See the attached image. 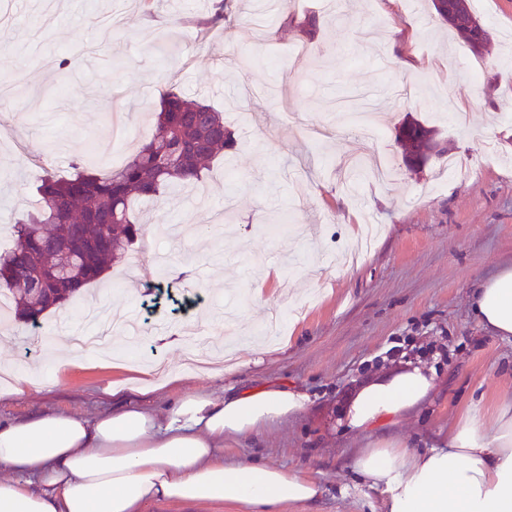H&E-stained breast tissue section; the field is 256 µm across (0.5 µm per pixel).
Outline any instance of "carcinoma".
Masks as SVG:
<instances>
[{
    "instance_id": "carcinoma-1",
    "label": "carcinoma",
    "mask_w": 512,
    "mask_h": 512,
    "mask_svg": "<svg viewBox=\"0 0 512 512\" xmlns=\"http://www.w3.org/2000/svg\"><path fill=\"white\" fill-rule=\"evenodd\" d=\"M432 2L471 53L482 57L490 34L469 0L455 4L472 17L471 28L448 20L444 0ZM438 135L436 128L415 120L397 126L404 164L416 170L431 157L445 155L436 149ZM233 146L234 133L224 125L223 113L171 89L160 98L150 134L121 167L92 169L78 158L68 177L44 172L30 209L12 226L15 246L0 252V288L13 297L16 319L36 325L46 312L98 282L109 262L131 255L142 235L141 206L173 188L199 183L206 164Z\"/></svg>"
}]
</instances>
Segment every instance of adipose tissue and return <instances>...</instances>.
Instances as JSON below:
<instances>
[{
    "instance_id": "ef3b65f1",
    "label": "adipose tissue",
    "mask_w": 512,
    "mask_h": 512,
    "mask_svg": "<svg viewBox=\"0 0 512 512\" xmlns=\"http://www.w3.org/2000/svg\"><path fill=\"white\" fill-rule=\"evenodd\" d=\"M473 309L492 335L512 337V266L482 280ZM434 373L419 365L359 385L346 411L362 431L397 425L427 401ZM302 393L260 387L214 399L179 397L163 413L122 404L86 419L49 414L0 421V512H146L157 502L233 501L252 512L319 497L315 479L230 459L224 441L297 414ZM352 467L387 495V512H512V403L492 425L457 419L448 445L418 451L406 442L362 449Z\"/></svg>"
}]
</instances>
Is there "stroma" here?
Returning a JSON list of instances; mask_svg holds the SVG:
<instances>
[{
    "instance_id": "stroma-1",
    "label": "stroma",
    "mask_w": 512,
    "mask_h": 512,
    "mask_svg": "<svg viewBox=\"0 0 512 512\" xmlns=\"http://www.w3.org/2000/svg\"><path fill=\"white\" fill-rule=\"evenodd\" d=\"M215 2L0 0V75L12 79L0 98V246L15 243L7 228L40 165L65 176L86 154L124 164L167 89L215 106L236 139L200 183L154 206L138 264H114L39 325L0 321V362L37 379L24 397L0 380V420L90 418L116 397L162 412L187 393L287 385L304 408L225 439V456L320 482L317 500L280 512H383L382 490L351 469L360 449L388 434L437 447L464 411L489 424L512 402V340L485 331L472 305L477 284L512 265V0H471L491 37L475 80L432 0H297L259 31L260 0H227L223 26L206 28ZM311 14L310 38L299 26ZM116 111L121 144L108 132ZM410 117L438 129L464 176L439 181L438 157L403 164L395 129ZM285 215L288 233L270 232ZM116 308L138 322L101 339L121 369L89 359L55 373L51 350ZM189 322L198 343L232 348V370L186 367V345L161 343ZM395 347L436 368L431 400L392 430L347 428L357 385L400 369Z\"/></svg>"
}]
</instances>
